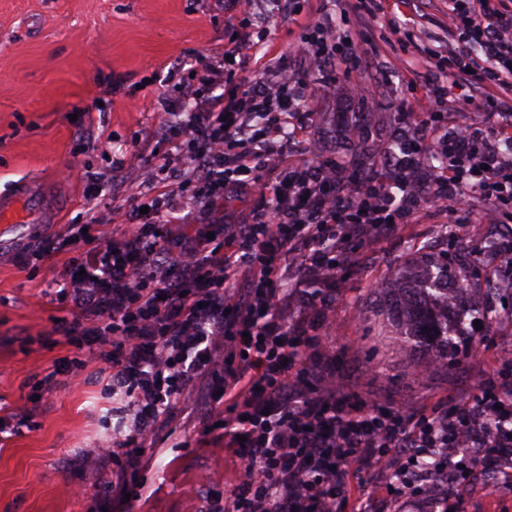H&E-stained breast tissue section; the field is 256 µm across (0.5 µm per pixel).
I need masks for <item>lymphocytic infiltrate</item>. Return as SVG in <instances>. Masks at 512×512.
<instances>
[{"label":"lymphocytic infiltrate","instance_id":"1","mask_svg":"<svg viewBox=\"0 0 512 512\" xmlns=\"http://www.w3.org/2000/svg\"><path fill=\"white\" fill-rule=\"evenodd\" d=\"M444 54L424 49L408 85L410 135L386 147L379 169L357 172L333 157L298 162L288 150L315 116L307 82L266 81L250 69L259 42L226 49L223 76L205 56L196 67L224 91L176 115L193 145L187 181L197 201L260 193L246 224H187L163 182L147 213L121 214L117 231L81 225L44 236L34 259L62 257L53 281L75 312L62 330L81 348L75 364L103 374L119 424L100 448L110 484L139 499V452L155 447L199 398L223 406L224 447L235 479L210 512H342L357 468L375 463L394 512L415 502L447 507L418 479L432 472L468 484L479 468L512 482V364L484 372L458 406L420 417L366 404L321 364L311 320H325L332 283L351 266L352 243H371L410 223L424 204L451 198L481 223L512 222V0H448ZM302 42L322 80L374 51L331 22L308 24ZM474 112L459 127L449 114Z\"/></svg>","mask_w":512,"mask_h":512}]
</instances>
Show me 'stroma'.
I'll use <instances>...</instances> for the list:
<instances>
[{
	"instance_id": "1",
	"label": "stroma",
	"mask_w": 512,
	"mask_h": 512,
	"mask_svg": "<svg viewBox=\"0 0 512 512\" xmlns=\"http://www.w3.org/2000/svg\"><path fill=\"white\" fill-rule=\"evenodd\" d=\"M374 17L334 15L337 29L354 40L379 37L393 17L406 21L418 44L445 49V0H382ZM267 30L266 63L288 58V72L317 94L310 139L324 155L365 170L403 129L410 94L408 75L416 47L380 43L356 69L339 72L320 87L310 59L299 50L302 23L324 19L321 0H306L297 23H287L272 0H255ZM224 0H0V193L31 177L50 184L60 224L107 218L129 209L159 187L158 153L169 148L161 135V101L189 111L183 96L218 95L216 85L195 76V58L205 55L213 71L224 70V47L232 31L224 25ZM449 210L424 207L412 223L399 225L374 245L357 248V260L332 289L336 325L323 331L332 347L330 366L360 396L383 407L431 413L459 403L477 376L512 358V293L488 297L477 267H491L483 241L512 238V226L493 230L470 222L463 238L447 235ZM38 224L6 229L11 246L0 251V417L26 414L20 431L0 434V512H101L108 474L98 445L112 433V402L97 378L71 364L74 345L57 333L64 318L49 263L23 265L20 257L41 233ZM455 257L466 277L469 300L500 309L489 330L479 331L474 352L451 370L418 373L429 356L403 345L404 331L395 282L424 270L444 253ZM63 367L50 392L42 378ZM210 407L180 419L172 440L146 449L144 498L127 512H208L211 493L224 489L232 458L215 450ZM466 512H512V492L497 489L490 476L465 489ZM386 512L375 465L351 480L347 512Z\"/></svg>"
}]
</instances>
